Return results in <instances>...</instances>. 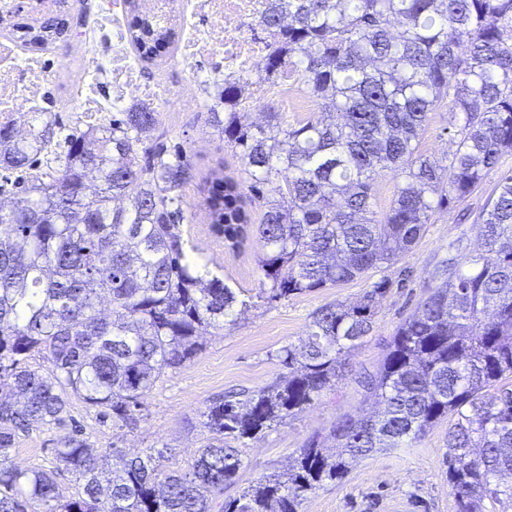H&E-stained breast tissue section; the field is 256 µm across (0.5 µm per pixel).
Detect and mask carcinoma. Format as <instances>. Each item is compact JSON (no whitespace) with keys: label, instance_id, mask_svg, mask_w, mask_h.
Listing matches in <instances>:
<instances>
[{"label":"carcinoma","instance_id":"obj_1","mask_svg":"<svg viewBox=\"0 0 512 512\" xmlns=\"http://www.w3.org/2000/svg\"><path fill=\"white\" fill-rule=\"evenodd\" d=\"M129 3L132 49L154 65L179 32ZM257 24L272 36L267 73L290 72L327 107L295 126L279 112L247 126L234 112L241 90L230 85L224 111L213 113L244 177L211 173L203 205L213 232L238 247L248 206L266 202L258 297L271 304L396 263L434 214L498 171L475 219L481 250L443 264L397 326L380 369L364 380L380 411L337 418L332 454L312 440L288 472L219 501L243 467L224 439H252L335 386L373 330L375 299L394 285L387 276L357 303L313 313L305 343L280 350L287 380L212 399L202 412L212 442L189 470L163 471L155 448H114L101 463L78 433L54 449L55 469L21 470L8 464L16 441L61 421L71 396L132 421L161 377L201 351V336L247 305L193 262L179 229L192 166L158 133V113L131 108L67 135L62 164L16 181L12 206L0 211V512H213L216 502L219 512H298L360 460L444 419L457 512H484L487 501L512 512V169L501 170L512 155V0H268ZM69 31L62 12L37 27L17 22L9 36L46 51ZM442 105L456 149L440 160L418 143ZM52 142L47 125L18 139L0 122V167L31 170ZM387 170L403 183L380 213L375 181ZM268 191L288 196V207ZM37 354L45 374L29 364ZM63 471L82 481L69 500L56 480Z\"/></svg>","mask_w":512,"mask_h":512}]
</instances>
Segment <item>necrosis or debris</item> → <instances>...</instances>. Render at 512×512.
Returning a JSON list of instances; mask_svg holds the SVG:
<instances>
[{
  "mask_svg": "<svg viewBox=\"0 0 512 512\" xmlns=\"http://www.w3.org/2000/svg\"><path fill=\"white\" fill-rule=\"evenodd\" d=\"M174 5L183 44L173 66L188 75L178 88L164 78L142 80L140 63L126 41L125 0H98L92 26L71 42L65 57L35 59L0 41V118L41 111L46 82L69 57L78 59L81 73L68 100L84 112H114L130 102L153 112L174 106L211 109L220 105L228 83L242 91L239 111H254L268 94L260 68L268 43L252 34L266 0H174ZM104 43L110 53L100 52ZM207 60L212 68H204Z\"/></svg>",
  "mask_w": 512,
  "mask_h": 512,
  "instance_id": "necrosis-or-debris-1",
  "label": "necrosis or debris"
}]
</instances>
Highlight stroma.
<instances>
[{"mask_svg": "<svg viewBox=\"0 0 512 512\" xmlns=\"http://www.w3.org/2000/svg\"><path fill=\"white\" fill-rule=\"evenodd\" d=\"M78 75L79 64L75 61L56 71L49 99L52 113L47 117L28 114L29 128L40 130L49 124L67 134L100 123V116L74 111L63 102L68 84ZM262 109L280 112L294 125L321 111L322 104L309 98L296 78L284 82L275 75ZM159 130L165 133L168 145L181 146L192 165L194 178L181 191L186 215L180 226L184 238L215 274L230 287L245 291L249 300L237 309L233 326L204 336L202 352L181 368L165 373L143 399L133 423L114 422L101 408L71 397L62 422L39 427L17 441L10 461L20 469H53L55 448L77 430L93 452L117 447L135 454L161 448L167 470L188 469L211 439L201 425V414L210 399L231 389L257 390L286 378L289 370L279 351L305 340L313 312L336 300L355 303L369 285L362 278L270 305L258 300V258L262 253L258 233H251L241 247L225 244L211 231L200 193L204 179L214 170L239 176L242 166L238 155L213 127L207 111L160 113ZM496 180V175H489L483 189L464 205L436 215L412 249L387 268V275L393 278L400 271H408L406 287L391 289L378 298L374 329L352 352L335 387L323 392L297 416L239 444L243 466L235 482L225 488V498L238 496L260 476L286 469L297 450L311 438L325 436L339 416L374 411V400L361 384L363 377L379 369L397 326L415 311L428 287L434 285L442 262L453 257L452 242H461L469 251L480 250L475 223L466 214L480 209ZM447 453L448 424L442 421L411 446L361 460L342 482L324 484L309 495L299 512H457L448 484Z\"/></svg>", "mask_w": 512, "mask_h": 512, "instance_id": "stroma-1", "label": "stroma"}]
</instances>
